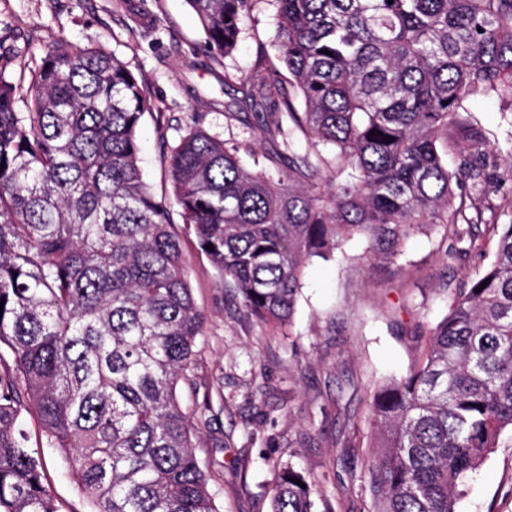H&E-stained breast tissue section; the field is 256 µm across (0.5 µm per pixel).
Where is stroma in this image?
<instances>
[{"label":"stroma","instance_id":"35a3bbf8","mask_svg":"<svg viewBox=\"0 0 512 512\" xmlns=\"http://www.w3.org/2000/svg\"><path fill=\"white\" fill-rule=\"evenodd\" d=\"M273 0L245 18L237 51L211 61L187 0H0V67L20 90L48 44L66 40L116 55L142 80L150 108L139 130V164L157 200L172 205L167 158L193 126L262 155L251 112L236 108L258 52L277 62ZM465 116L471 159L484 181L465 180V206L492 208L512 222V96L471 98ZM498 237L477 250L431 231L411 238L394 272L368 264L369 243L345 241L330 260L303 270L289 325L258 322L224 287L207 258L186 242L187 276L204 316L196 382L220 385L203 421L191 396L183 406L198 431L196 453L220 512H269L281 468L306 472L320 494L314 512H376L371 492L370 389L407 373L447 296L494 261ZM46 467L43 482L58 512H89L55 449L41 445L34 408L22 413ZM457 512H512V440L503 439L468 483Z\"/></svg>","mask_w":512,"mask_h":512}]
</instances>
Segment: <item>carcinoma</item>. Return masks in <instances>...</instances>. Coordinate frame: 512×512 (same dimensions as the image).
I'll list each match as a JSON object with an SVG mask.
<instances>
[{
	"label": "carcinoma",
	"mask_w": 512,
	"mask_h": 512,
	"mask_svg": "<svg viewBox=\"0 0 512 512\" xmlns=\"http://www.w3.org/2000/svg\"><path fill=\"white\" fill-rule=\"evenodd\" d=\"M187 2L220 64L265 0ZM274 2L281 67L258 53L245 104L275 152L249 167L190 128L168 158L184 230L272 325L291 321L305 266L351 237L394 264L423 230L470 250L479 226L498 235L488 270L448 292L414 367L367 401L377 512H456L512 433V222L465 214L437 142L470 155L456 139L465 103L512 96V0ZM147 109L133 72L100 48L53 43L24 96L0 70V345L14 354L0 374V512H57L20 422L24 394L90 512H219L177 395L197 388L203 316L138 164ZM321 145L346 171L329 192ZM316 493L285 467L270 512H313Z\"/></svg>",
	"instance_id": "cac0c4a2"
}]
</instances>
